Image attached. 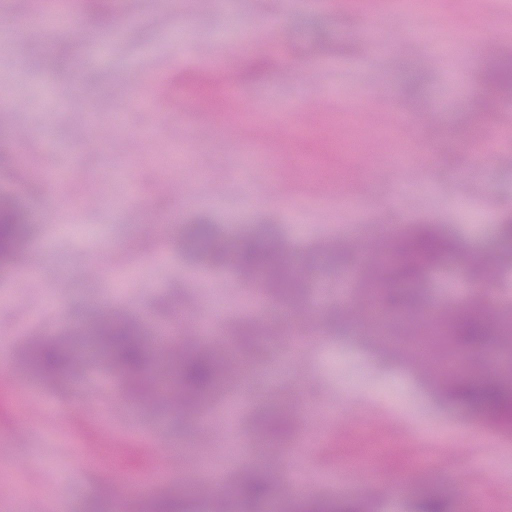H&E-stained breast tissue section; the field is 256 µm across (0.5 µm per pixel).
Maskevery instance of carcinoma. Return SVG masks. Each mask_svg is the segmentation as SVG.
<instances>
[{
    "mask_svg": "<svg viewBox=\"0 0 512 512\" xmlns=\"http://www.w3.org/2000/svg\"><path fill=\"white\" fill-rule=\"evenodd\" d=\"M266 62L252 58L242 67V75L259 79L264 75ZM483 83L486 94L497 103L512 100V50L503 51L492 58L484 71ZM194 96L205 95L211 99L210 112L224 110L220 90L211 84L191 78ZM27 210L11 197H0V271H8L27 244L29 232ZM496 236L508 250H512V213L505 212L496 226ZM188 253L205 258L210 264H224V244L214 230L210 219L196 217L184 237ZM391 250L395 261L387 274L377 280L368 279L367 291L378 306L416 310L424 297L417 288H399V283H415L436 267L444 266L454 257L468 265L474 282L484 280L487 269L468 257V245L458 241L443 225L429 219L410 225L393 240ZM272 238L267 235H251L242 238L234 247L235 263L246 274L262 276L266 286L283 302L293 303L304 295V283L300 276L272 261ZM512 332L509 321L495 323L482 313L478 296H473L469 309L463 312L444 309L429 323L431 336L430 356L445 358L448 345L461 344L481 348L500 334ZM95 346L102 350L111 365L122 371L130 393L139 398L162 401L156 395L148 373L151 355L143 341L141 324L107 318L94 330ZM24 364L37 379L55 382L65 378L72 364L68 345L58 339H38L26 350ZM237 369L233 360L224 359V366L217 364V356L210 350L191 348L179 356L175 367L178 385V401L184 406H195L210 398L219 385L236 381ZM433 397L441 404H462L478 414L490 415L494 427L501 433L512 434V387L498 380L475 381L438 372L433 379ZM296 420L289 414L271 413L257 424L259 435L287 439L293 435ZM240 501L254 512L274 493V468L258 465L246 470L234 484ZM416 512H458L448 496L439 492L425 494L415 505ZM152 512H188L181 496L166 494L152 501ZM301 512H371L369 505L359 499H309Z\"/></svg>",
    "mask_w": 512,
    "mask_h": 512,
    "instance_id": "obj_1",
    "label": "carcinoma"
}]
</instances>
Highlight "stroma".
I'll return each instance as SVG.
<instances>
[{
    "label": "stroma",
    "mask_w": 512,
    "mask_h": 512,
    "mask_svg": "<svg viewBox=\"0 0 512 512\" xmlns=\"http://www.w3.org/2000/svg\"><path fill=\"white\" fill-rule=\"evenodd\" d=\"M475 0H431L429 16L392 15L386 0H53L64 25L36 36L25 0H0L13 25L0 43V195L31 214L30 242L0 284V512H140L162 491L185 496L191 512H244L215 492L234 481L257 440L253 416L288 405L297 430L276 457L282 512L303 494L345 499L374 485L376 512H409L436 490L449 499L480 494L483 512H512V435L459 404L434 402L420 363L384 361L379 337L411 347L417 318L405 312L372 324L355 313L353 290L372 243L420 217L445 222L478 257L496 261L498 306L512 304V265L495 236L512 210V103L483 120L470 112L486 59L512 46V0H482L483 46L469 40ZM268 60L260 81L231 80L232 98L260 103L251 126L187 109L197 62L215 67ZM424 84L427 105L405 87ZM127 98L115 97L118 86ZM364 103L339 124L343 104ZM287 113L295 151L358 142L355 157L325 160L333 178L314 183L295 171L267 116ZM262 166L249 179L241 159ZM67 167L65 180L51 179ZM205 215L235 242L270 223L285 245L280 259L306 278L299 313L256 300L231 266L212 268L188 254L182 230ZM347 241L349 257L322 256ZM432 302L465 307L471 292L457 268L424 283ZM115 311L147 322L150 336L192 320L197 338L227 337L242 318L260 323L253 358L238 385L203 410L129 401L106 365L85 357L87 328ZM342 313L343 325L326 316ZM70 338L82 357L57 384L30 377L20 361L32 337ZM466 376H512V347L452 348ZM387 453L376 467L344 470L343 458L368 440ZM183 441L193 474L152 478L151 460ZM134 449L148 464L132 474L122 502L104 500L98 479L103 443ZM87 472L76 476L74 460Z\"/></svg>",
    "instance_id": "obj_1"
}]
</instances>
